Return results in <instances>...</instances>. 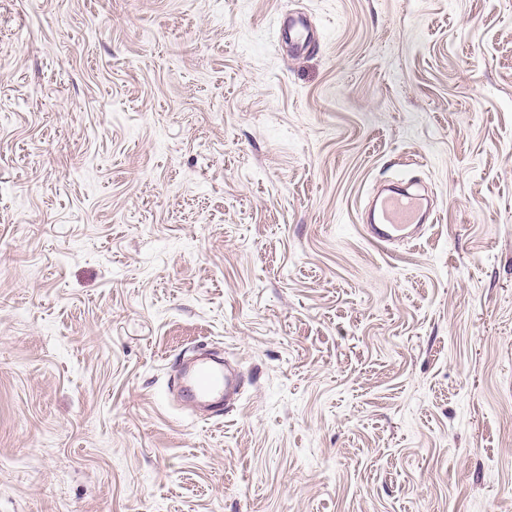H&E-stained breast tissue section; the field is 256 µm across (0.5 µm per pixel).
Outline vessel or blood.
<instances>
[{"instance_id":"vessel-or-blood-1","label":"vessel or blood","mask_w":512,"mask_h":512,"mask_svg":"<svg viewBox=\"0 0 512 512\" xmlns=\"http://www.w3.org/2000/svg\"><path fill=\"white\" fill-rule=\"evenodd\" d=\"M275 27L279 41L288 42L296 49L309 48L314 39L306 20L297 14L277 17ZM434 219V211L419 194L397 186L377 194L364 232L374 244L386 247L417 240L426 223ZM240 389L239 372L229 362L220 365L201 357L182 376L183 395L192 402L213 405L218 416L223 413V402L237 398Z\"/></svg>"}]
</instances>
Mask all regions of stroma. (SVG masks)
Listing matches in <instances>:
<instances>
[{
    "instance_id": "stroma-1",
    "label": "stroma",
    "mask_w": 512,
    "mask_h": 512,
    "mask_svg": "<svg viewBox=\"0 0 512 512\" xmlns=\"http://www.w3.org/2000/svg\"><path fill=\"white\" fill-rule=\"evenodd\" d=\"M0 512H512V0H0ZM275 27L279 41L288 42L295 49H307L313 42V32L306 20L298 14H291L285 18L278 16ZM435 212L427 207L417 193L398 186L377 193L365 234L374 244L388 247L400 241H415L433 222ZM241 378L236 367L226 361L213 363L208 357L198 358L183 373L181 390L183 395L194 403L211 404L214 414L221 416L223 407L219 405L224 399V412L230 411L227 402L235 400L240 394Z\"/></svg>"
}]
</instances>
